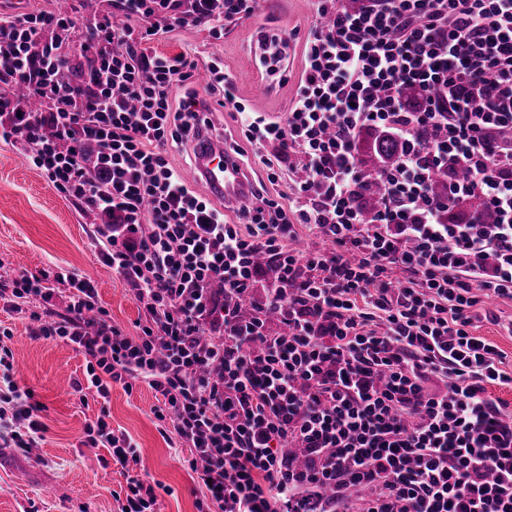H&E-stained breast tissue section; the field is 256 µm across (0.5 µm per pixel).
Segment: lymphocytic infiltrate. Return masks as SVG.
Returning <instances> with one entry per match:
<instances>
[{"mask_svg":"<svg viewBox=\"0 0 512 512\" xmlns=\"http://www.w3.org/2000/svg\"><path fill=\"white\" fill-rule=\"evenodd\" d=\"M315 2L282 120L247 108L217 61L203 106L195 62L147 50L189 20L221 36L258 0H112L84 38L52 12L1 15L0 77L48 107L23 113L0 92V139L82 210L110 215L94 245L139 318L126 333L94 281L62 267L0 278V310L83 355L76 393L105 405L113 386L146 383L207 512H512V410L488 391L512 372L472 332L487 301H512V139L495 136L512 129V0ZM216 106L238 118L240 161L262 147L269 182L296 177L285 200L257 189L242 224L168 159ZM46 124L68 152L42 138ZM370 128L402 152L366 214L356 142ZM259 252L274 278L246 315ZM13 370L0 348V447L32 448L42 406ZM86 434L125 478L119 512H157L133 439L102 415ZM294 446L306 469L289 463Z\"/></svg>","mask_w":512,"mask_h":512,"instance_id":"f902f5d3","label":"lymphocytic infiltrate"}]
</instances>
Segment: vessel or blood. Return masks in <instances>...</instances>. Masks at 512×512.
Here are the masks:
<instances>
[{
    "mask_svg": "<svg viewBox=\"0 0 512 512\" xmlns=\"http://www.w3.org/2000/svg\"><path fill=\"white\" fill-rule=\"evenodd\" d=\"M190 147L196 161L185 174L187 181L207 182L212 191L223 196L225 207L246 210L255 205L252 181L222 138L202 131Z\"/></svg>",
    "mask_w": 512,
    "mask_h": 512,
    "instance_id": "obj_1",
    "label": "vessel or blood"
}]
</instances>
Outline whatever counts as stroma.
Instances as JSON below:
<instances>
[{
  "label": "stroma",
  "instance_id": "stroma-1",
  "mask_svg": "<svg viewBox=\"0 0 512 512\" xmlns=\"http://www.w3.org/2000/svg\"><path fill=\"white\" fill-rule=\"evenodd\" d=\"M316 22L313 0H259L258 12L225 22L213 38L206 25L176 26L151 48L168 56L184 54L198 67L211 58L224 62L238 96L253 109L284 116L295 96L303 66V44ZM275 33L288 43L286 80L255 97L258 71L254 48L261 34ZM95 225L87 212L61 196L26 154L0 142V275L37 274L61 266L90 277L114 323L133 330L138 309L127 285L98 258ZM12 338L14 381L31 390L45 425L36 448L0 447V512H118L114 491L125 479L106 464L108 451L86 442L85 429L108 409L113 429L138 446L141 474L156 484L161 512H199L202 490L154 417L155 394L139 383L132 391L113 387L108 406L81 399L72 388L85 360L62 340L32 336L29 320L0 317Z\"/></svg>",
  "mask_w": 512,
  "mask_h": 512
}]
</instances>
